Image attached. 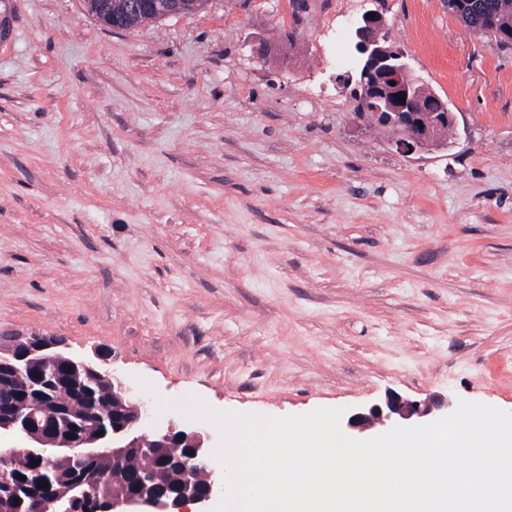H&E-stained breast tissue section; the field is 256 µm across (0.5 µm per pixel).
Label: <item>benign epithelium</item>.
<instances>
[{
  "label": "benign epithelium",
  "mask_w": 512,
  "mask_h": 512,
  "mask_svg": "<svg viewBox=\"0 0 512 512\" xmlns=\"http://www.w3.org/2000/svg\"><path fill=\"white\" fill-rule=\"evenodd\" d=\"M160 18L184 12L180 0H152ZM384 17L375 9L353 25L354 47L361 65L343 83L363 89L357 103L363 112L354 115L358 126L379 123L393 131L388 144L399 153L413 154L440 147L443 131L455 126L448 102L424 111L409 90L413 74L398 48L381 45L386 36ZM85 377L112 392L110 429L93 417L69 421L68 408L48 410L44 392L70 373ZM0 391L9 400L0 403V468L26 455L47 461L85 466L71 481L49 488L25 483L4 485L7 495L25 497L28 512H210L223 495V474L213 465L211 435L194 422L168 420L152 424L153 413L125 377L113 367L112 352L100 348L93 356L68 350L66 344L43 336H12L0 340ZM456 401L450 394L410 400L396 392L352 413L346 428L358 434L397 425L426 424L450 414ZM103 435H98V432ZM180 448L171 457L167 449ZM152 456L159 466H138L142 456ZM172 466L182 481L171 483L162 470Z\"/></svg>",
  "instance_id": "obj_1"
}]
</instances>
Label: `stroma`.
<instances>
[{
	"label": "stroma",
	"mask_w": 512,
	"mask_h": 512,
	"mask_svg": "<svg viewBox=\"0 0 512 512\" xmlns=\"http://www.w3.org/2000/svg\"><path fill=\"white\" fill-rule=\"evenodd\" d=\"M210 0L114 29L0 0V336L112 349L217 411L354 410L393 390L512 412V49L448 0H380L456 116L403 155L330 61L369 0ZM295 30L287 61L244 42Z\"/></svg>",
	"instance_id": "1"
}]
</instances>
